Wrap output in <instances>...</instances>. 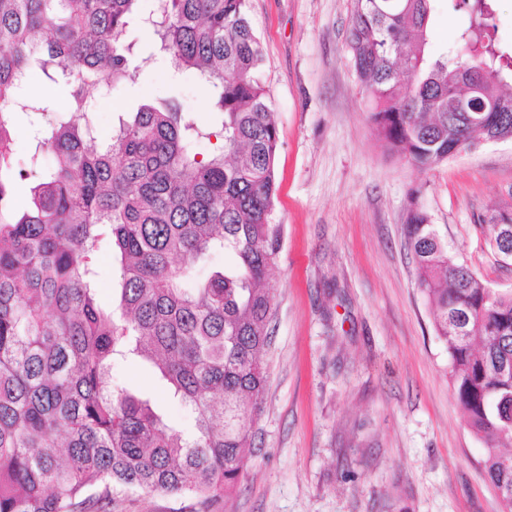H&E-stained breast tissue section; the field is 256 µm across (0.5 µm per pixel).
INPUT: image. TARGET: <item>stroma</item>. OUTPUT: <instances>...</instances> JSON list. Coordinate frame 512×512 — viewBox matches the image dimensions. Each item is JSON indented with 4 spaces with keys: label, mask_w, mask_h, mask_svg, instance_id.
<instances>
[{
    "label": "stroma",
    "mask_w": 512,
    "mask_h": 512,
    "mask_svg": "<svg viewBox=\"0 0 512 512\" xmlns=\"http://www.w3.org/2000/svg\"><path fill=\"white\" fill-rule=\"evenodd\" d=\"M352 10L353 0H247L280 138L274 220L284 227L250 462L217 503L128 492L112 512H502L485 443L455 399L448 346L417 286L405 221L424 210L490 288L511 292L512 266L490 247L487 223L512 218V141L425 172L389 154L350 60ZM467 21L436 0L431 52L453 47ZM129 39L146 59L135 82L87 90L100 139L148 101L174 100L209 123V87L150 57L141 25ZM112 384L148 391L175 426H191L141 365H114Z\"/></svg>",
    "instance_id": "stroma-1"
}]
</instances>
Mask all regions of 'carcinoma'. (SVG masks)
<instances>
[{
  "label": "carcinoma",
  "mask_w": 512,
  "mask_h": 512,
  "mask_svg": "<svg viewBox=\"0 0 512 512\" xmlns=\"http://www.w3.org/2000/svg\"><path fill=\"white\" fill-rule=\"evenodd\" d=\"M139 0H0V512H110L118 492L213 503L247 467L268 376L283 247L273 222L279 136L256 73L260 41L246 0H152L141 17L157 52L213 88L211 121L173 101L96 134L87 88L134 81L127 29ZM434 0H354L348 47L379 138L425 171L454 150L512 138V53L497 42L493 0H455L467 28L431 58ZM71 85L54 107L26 95L33 58ZM33 128L30 164L15 119ZM219 145L198 157L194 144ZM50 151L54 161L41 163ZM28 182L16 210L13 182ZM417 284L448 342L455 398L484 468L512 512V293H496L448 251L425 212L407 216ZM118 266L113 305L98 301L99 260ZM230 256L203 280L194 265ZM468 318L458 336L448 313ZM145 362L194 416L173 426L151 396L114 388L117 361Z\"/></svg>",
  "instance_id": "carcinoma-1"
}]
</instances>
